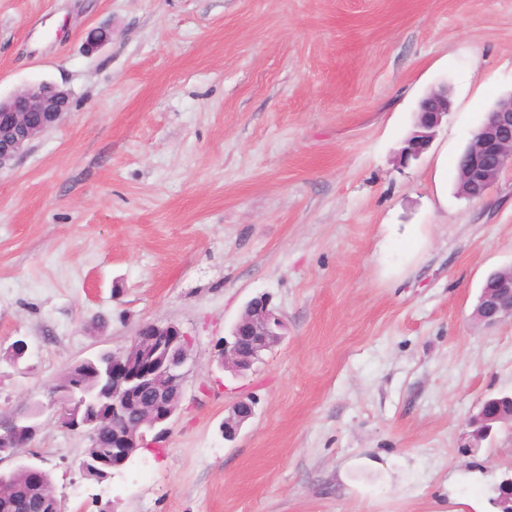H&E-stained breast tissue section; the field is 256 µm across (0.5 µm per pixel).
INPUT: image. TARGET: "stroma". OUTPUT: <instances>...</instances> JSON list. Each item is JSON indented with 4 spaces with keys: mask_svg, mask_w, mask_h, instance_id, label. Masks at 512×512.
Masks as SVG:
<instances>
[{
    "mask_svg": "<svg viewBox=\"0 0 512 512\" xmlns=\"http://www.w3.org/2000/svg\"><path fill=\"white\" fill-rule=\"evenodd\" d=\"M40 82L71 107L0 171V425L142 323L193 340L167 432L108 479L44 414L64 512H492L512 427L466 443L512 391V319L473 310L512 266V168L470 200L438 162L512 93V0H0V96ZM259 293L285 334L235 376L217 354ZM451 103L447 85L431 88L418 103L416 130L402 150L406 160L418 159L430 146L436 128L448 116ZM255 414L254 402L249 397H239L232 405L229 415L224 418L222 432L225 440L235 438L241 427ZM472 424L476 429L470 434L468 448H481V442L486 440L494 430V425L512 421V405L503 408V404L495 399H485Z\"/></svg>",
    "mask_w": 512,
    "mask_h": 512,
    "instance_id": "stroma-1",
    "label": "stroma"
}]
</instances>
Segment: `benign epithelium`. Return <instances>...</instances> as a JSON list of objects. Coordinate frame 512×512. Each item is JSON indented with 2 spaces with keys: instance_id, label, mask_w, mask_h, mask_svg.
I'll return each mask as SVG.
<instances>
[{
  "instance_id": "1",
  "label": "benign epithelium",
  "mask_w": 512,
  "mask_h": 512,
  "mask_svg": "<svg viewBox=\"0 0 512 512\" xmlns=\"http://www.w3.org/2000/svg\"><path fill=\"white\" fill-rule=\"evenodd\" d=\"M451 103L448 86L430 89L418 103L416 130L403 148L406 159H418L430 146L436 128L448 116ZM70 109L69 93L52 84L39 83L0 97V170L11 166L39 136L54 127ZM512 166V94L497 100L474 131L460 154L459 167L468 186L475 188L470 199L484 197L492 183ZM475 320L494 324L512 318V267L501 271L484 285L475 306ZM285 323L269 297L260 294L250 299L230 332L224 338L220 363L224 370L242 374L262 361L263 355L284 336ZM192 339L174 324L145 323L137 331L132 345L119 352L96 356L103 364L112 386V417L126 410L127 397L141 390L137 419L126 424L112 470H120L139 448L147 445V433L157 430L162 437L184 396ZM50 405L60 414L61 427L83 430L87 439H96L98 430L88 428L84 411L95 405L94 395L65 373L49 389ZM41 403L10 421L0 431V462L18 461L19 450L31 446L39 430ZM255 414L254 402L242 396L224 418V439L235 438L241 427ZM512 421V405L489 398L482 402L473 424L468 447L479 448L494 430V425ZM498 512H512V467L502 473L496 486Z\"/></svg>"
}]
</instances>
